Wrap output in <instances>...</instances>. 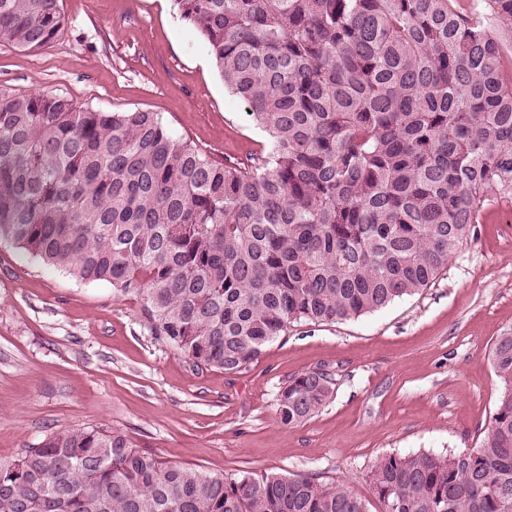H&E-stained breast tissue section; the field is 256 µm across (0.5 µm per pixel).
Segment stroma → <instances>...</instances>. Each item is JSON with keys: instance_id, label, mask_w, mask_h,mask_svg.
<instances>
[{"instance_id": "obj_1", "label": "stroma", "mask_w": 512, "mask_h": 512, "mask_svg": "<svg viewBox=\"0 0 512 512\" xmlns=\"http://www.w3.org/2000/svg\"><path fill=\"white\" fill-rule=\"evenodd\" d=\"M40 53L0 46V84L105 111L158 113L218 159L267 136L224 87L174 0H61ZM512 329V198L485 209L430 287L332 324L300 325L234 374L198 370L155 340L136 300L0 244V461L65 427L123 430L159 460L209 473L272 472L336 483L378 512L382 455L477 447L501 389L489 354ZM324 372L328 401L295 425L275 399L291 376Z\"/></svg>"}]
</instances>
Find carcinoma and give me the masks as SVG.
<instances>
[{"label": "carcinoma", "instance_id": "carcinoma-1", "mask_svg": "<svg viewBox=\"0 0 512 512\" xmlns=\"http://www.w3.org/2000/svg\"><path fill=\"white\" fill-rule=\"evenodd\" d=\"M175 2L265 155L222 164L155 112L0 85V240L136 299L196 368L240 372L295 324L419 293L512 197V0ZM62 25L61 0H0V46L44 51ZM490 361L479 446L380 456L381 512H512V330ZM331 385L291 377L277 420L311 416ZM0 512L368 510L338 484L208 473L83 427L0 462Z\"/></svg>", "mask_w": 512, "mask_h": 512}]
</instances>
